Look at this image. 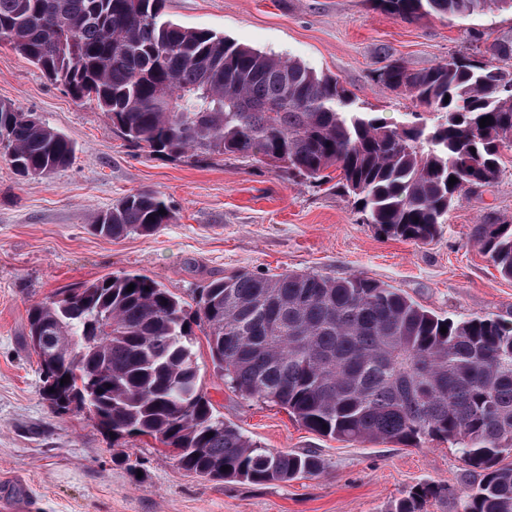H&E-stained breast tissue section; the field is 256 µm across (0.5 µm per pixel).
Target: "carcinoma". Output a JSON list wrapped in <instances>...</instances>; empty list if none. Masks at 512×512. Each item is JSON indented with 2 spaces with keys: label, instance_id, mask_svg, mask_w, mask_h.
<instances>
[{
  "label": "carcinoma",
  "instance_id": "carcinoma-1",
  "mask_svg": "<svg viewBox=\"0 0 512 512\" xmlns=\"http://www.w3.org/2000/svg\"><path fill=\"white\" fill-rule=\"evenodd\" d=\"M165 2L0 0V34L149 152L233 155L311 183L332 181L364 223L395 239L433 240L461 196L502 174L512 95L499 87L512 84V73L489 61L460 56L423 70L392 61L379 81L435 113L393 122L353 109L333 76L166 19ZM374 2L404 20L512 8V0ZM487 116L490 125L480 127ZM74 154L62 133L0 102V158L18 176L45 179ZM171 220L157 193L141 191L99 212L93 228L108 238L150 235ZM473 237L512 279V223L490 219ZM196 306L191 315L156 281L125 273L32 306L28 340L44 399L58 413L87 409L114 436L150 437L208 480L288 483L319 474L317 456L261 448L215 413L200 387L197 328L240 396L345 442H451L479 476L460 491L459 512H512V466L500 465L512 453V323L442 317L377 280L312 272L214 279ZM446 493L421 484L388 512H419L423 500Z\"/></svg>",
  "mask_w": 512,
  "mask_h": 512
}]
</instances>
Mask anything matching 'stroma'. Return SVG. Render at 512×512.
<instances>
[{"instance_id": "stroma-1", "label": "stroma", "mask_w": 512, "mask_h": 512, "mask_svg": "<svg viewBox=\"0 0 512 512\" xmlns=\"http://www.w3.org/2000/svg\"><path fill=\"white\" fill-rule=\"evenodd\" d=\"M169 19L337 77L354 109L409 118L416 104L378 80L391 60L420 70L512 39V11L465 20L407 21L370 0H166ZM0 101L39 116L76 146L50 178L26 181L0 159V494L26 512H387L413 486H447L424 512H458L473 477L456 448L348 443L321 436L277 406L228 389L203 334L201 385L225 421L270 451L310 453L319 476L253 485L200 479L153 439L112 437L83 411L42 397L25 341L28 310L58 289L109 274L150 277L195 310L202 288L240 272L361 275L400 289L438 315L512 321V280L472 238L488 218L512 222V163L498 181L463 195L431 242L395 240L364 223L353 198L227 155L158 156L125 139L109 114L75 100L0 42ZM158 193L173 221L151 235L113 239L92 229L121 197Z\"/></svg>"}]
</instances>
